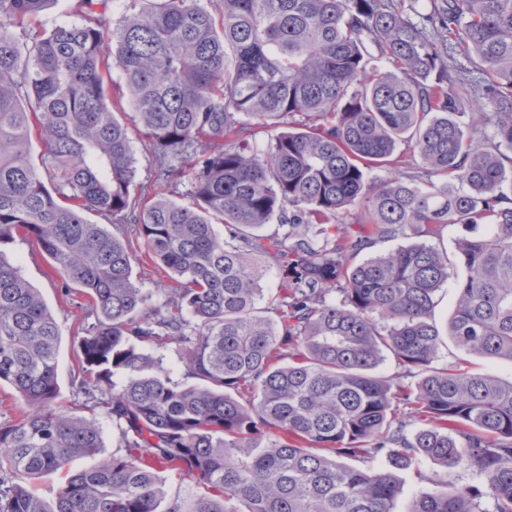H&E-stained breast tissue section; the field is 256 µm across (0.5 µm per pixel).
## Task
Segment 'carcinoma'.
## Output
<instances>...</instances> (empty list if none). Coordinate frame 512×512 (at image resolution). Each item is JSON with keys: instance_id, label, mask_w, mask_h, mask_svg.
<instances>
[{"instance_id": "carcinoma-1", "label": "carcinoma", "mask_w": 512, "mask_h": 512, "mask_svg": "<svg viewBox=\"0 0 512 512\" xmlns=\"http://www.w3.org/2000/svg\"><path fill=\"white\" fill-rule=\"evenodd\" d=\"M47 2L0 0L27 45L0 31V385L21 401L0 423V512H394L399 472L424 460L444 473L407 512H512V380L435 366L450 263L419 241L466 231L448 336L512 362V0H155L116 18L79 0L81 23L29 29ZM450 48L493 111H465ZM134 134L154 166L137 193ZM185 179L189 205L171 198ZM17 235L88 305L70 410L55 316L5 251ZM140 250L169 280L156 294L133 278ZM388 357L403 372L378 373ZM100 416L117 450L97 462ZM77 458L93 464L53 500L27 489ZM161 469L203 492L166 497Z\"/></svg>"}]
</instances>
